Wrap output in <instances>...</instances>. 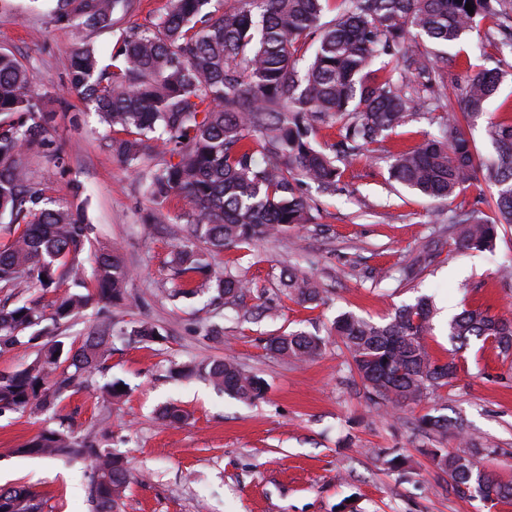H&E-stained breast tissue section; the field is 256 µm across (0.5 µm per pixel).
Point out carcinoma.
Here are the masks:
<instances>
[{
	"label": "carcinoma",
	"mask_w": 512,
	"mask_h": 512,
	"mask_svg": "<svg viewBox=\"0 0 512 512\" xmlns=\"http://www.w3.org/2000/svg\"><path fill=\"white\" fill-rule=\"evenodd\" d=\"M47 2L50 22L91 32L114 27L138 9V0ZM468 2L472 14L465 9ZM484 20L492 21L485 38L512 56V0H233L230 6L223 0H170L164 14L122 30L112 63L103 64L89 43L75 50L67 88L112 130V155L127 167L167 153L177 158L155 164L145 177L154 205L174 196L191 204L171 259L182 280L175 296L214 292L233 306L250 292L249 280L215 273L214 254L311 223L302 186L336 192L339 163L366 155L415 115L427 117L435 131L389 154V179L446 204L487 170L496 189L495 217L474 206L452 212L448 222L459 227L457 250L493 249L499 230L512 226V124L488 122L494 155L487 164L466 126L486 114L507 60L461 73L452 81L461 112L440 113L446 83L421 47L424 40L456 44ZM53 118L31 94L27 67L1 51L0 221L8 220L10 240L0 245V288L25 286L46 294L68 279L86 293L59 294L47 305L38 298L0 307V351L37 349L34 363L0 372V415L28 408L53 413L68 389L92 387L114 335L143 344L166 339L148 322L119 330L104 322L77 347L55 334L92 300L121 304L131 273L121 254L104 249L93 281L86 282L78 257L93 227L85 210L55 202L31 181L23 151L45 142ZM333 127L334 141L320 144V131ZM282 286L299 303L321 301L316 281L296 269L283 273ZM432 313L430 298L421 296L385 323L353 314L332 323L370 400L406 408L454 377L455 358L434 361L423 344ZM448 336L462 346L489 341L509 355L512 317L464 310L448 321ZM323 348V338L303 332L266 343L272 353L297 361L314 359ZM204 373L243 401L265 392L260 377L230 358L212 361ZM159 418L176 425L186 413L167 405ZM420 428L441 437L463 433L462 423L445 415H423ZM19 451L92 458L95 512H119L133 481L121 456L75 435L62 419ZM430 455L461 497L493 504L512 499V481L483 471L471 446L453 453L433 448ZM0 512H43V504L28 489L0 486Z\"/></svg>",
	"instance_id": "obj_1"
}]
</instances>
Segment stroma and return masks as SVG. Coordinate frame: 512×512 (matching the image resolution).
I'll return each instance as SVG.
<instances>
[{
	"label": "stroma",
	"instance_id": "stroma-1",
	"mask_svg": "<svg viewBox=\"0 0 512 512\" xmlns=\"http://www.w3.org/2000/svg\"><path fill=\"white\" fill-rule=\"evenodd\" d=\"M46 8L45 0H0V51L27 65L32 91L55 114L46 142L27 149L23 162L47 196L65 205L83 203L96 227L80 257L85 273H93L105 248L117 249L132 271L124 304L104 309L90 302L59 334L77 343L108 319L118 327L150 322L167 338L146 346L113 337L96 380L124 381L121 400L105 402L96 390L82 389L65 393L53 415H0V485L28 487L45 512H94L88 461L19 452L60 416L76 434L98 436L102 447L124 453L137 481L122 512H512V501L489 508L456 495L427 454L431 448L455 450L454 437H431L418 427L428 413L462 419L485 471L512 480V355L476 341L454 350L445 327L432 323L424 344L437 359L455 353V378L416 405L382 411L329 334L342 313L383 323L423 294L452 315L470 307L512 315V279L499 274L512 266V228L500 231L493 250L460 252L448 222L449 211L478 200L493 214L495 188L487 174L445 205L390 182L389 153L419 143L430 129L428 120L413 118L372 158L347 162L335 194L304 187L314 202L312 223L253 250L232 248L214 257L216 272L240 271L251 283L239 311L205 295L172 299L178 282L169 260L190 204L177 199L152 210L137 172L113 158L110 132L67 91L73 52L90 42L109 55L121 30L90 34L57 26L49 23ZM445 53L439 66L449 77L460 73L462 60L479 69L498 56L494 44L474 32ZM486 112L470 135L487 156V118L512 122V71ZM58 151L63 161L55 160ZM432 240L442 247L430 267L406 279L404 268ZM291 265L317 281L319 303L302 305L282 294L280 275ZM300 330L324 336L317 359L301 363L265 349L267 337ZM227 356L265 381L260 399L230 398L201 373L171 376L178 366L201 369ZM169 403L187 411L184 423L158 421V410ZM390 453L408 457L410 474L388 468Z\"/></svg>",
	"mask_w": 512,
	"mask_h": 512
}]
</instances>
